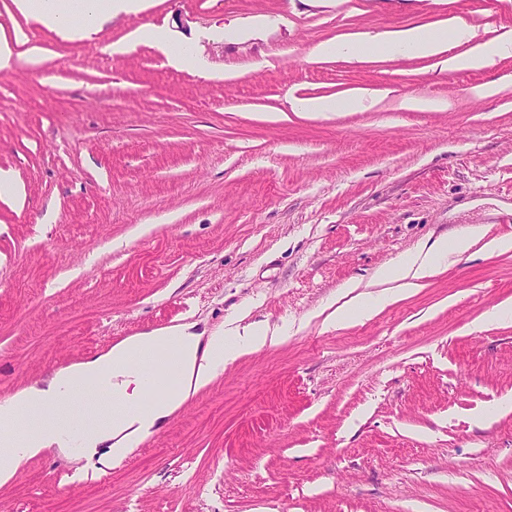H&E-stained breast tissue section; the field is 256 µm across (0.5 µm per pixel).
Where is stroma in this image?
<instances>
[{
  "instance_id": "obj_1",
  "label": "stroma",
  "mask_w": 512,
  "mask_h": 512,
  "mask_svg": "<svg viewBox=\"0 0 512 512\" xmlns=\"http://www.w3.org/2000/svg\"><path fill=\"white\" fill-rule=\"evenodd\" d=\"M141 5L68 40L0 0V36L41 58L0 72V169L24 192L0 194V398L158 328L288 339L119 466L31 459L0 512H512V318H489L512 252L474 245L371 319L327 321L345 282L421 245L512 237V55L448 73L315 52L452 18L489 42L512 34V0ZM166 41L211 77L169 65ZM358 89L360 112L297 106Z\"/></svg>"
}]
</instances>
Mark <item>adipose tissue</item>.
<instances>
[{"instance_id":"ef3b65f1","label":"adipose tissue","mask_w":512,"mask_h":512,"mask_svg":"<svg viewBox=\"0 0 512 512\" xmlns=\"http://www.w3.org/2000/svg\"><path fill=\"white\" fill-rule=\"evenodd\" d=\"M18 10L33 13L36 20L71 37L83 38L121 12L134 11L139 0H14ZM447 29L422 26L382 34L378 46L384 53H409L436 59L440 69H479L498 55L512 53V38L483 42L468 51L447 55ZM474 230L417 249L397 263L381 269V283L417 281L432 276L448 257H462L475 242ZM277 332L265 326L220 330L207 335L191 326L176 325L141 336L128 337L107 352L66 368L0 399V486L8 484L25 463L48 449L94 458L101 445H109V457L119 462L139 443L157 431L185 401L210 384L241 356L282 343ZM176 349L179 359L175 387L153 394L148 376L132 355L135 351L162 352ZM82 380L89 396L111 397L118 415L98 420L77 412L71 384Z\"/></svg>"}]
</instances>
